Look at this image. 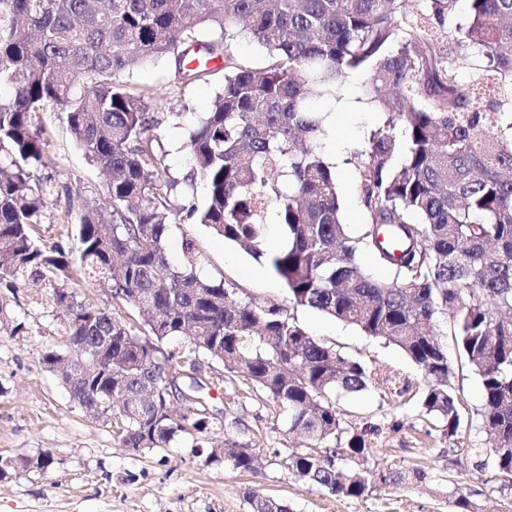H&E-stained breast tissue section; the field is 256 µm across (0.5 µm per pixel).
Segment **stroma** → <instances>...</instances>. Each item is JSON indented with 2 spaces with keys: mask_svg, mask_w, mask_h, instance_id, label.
Instances as JSON below:
<instances>
[{
  "mask_svg": "<svg viewBox=\"0 0 512 512\" xmlns=\"http://www.w3.org/2000/svg\"><path fill=\"white\" fill-rule=\"evenodd\" d=\"M223 74L209 82L175 80L168 61L139 67L121 75L124 88L153 93L161 120L157 130L164 143L159 158L176 180L190 172L183 142L221 89ZM362 78L349 74L339 99L315 98L320 112L340 111L351 102L352 113L340 136L344 140V170L337 175L342 220L351 235H361L369 218L360 199L356 151L383 123V115L361 95ZM41 121L48 131L47 173L52 183L70 187V195L51 196L45 210L42 235L46 242L76 248L77 224L85 209L105 198L104 178L90 165L71 139L61 113L46 112ZM196 244L201 277L224 281L239 297L285 308L287 314L313 336L344 356L361 359L370 371L410 382L411 391L385 396L380 383L341 400L348 434L381 428L374 460L408 469L419 465L424 482L377 487L361 498H341L311 486L291 474L282 458L289 449L304 447L303 437L289 433L285 413L260 398L241 378L229 377L215 361L204 364L205 409L198 417L208 434L226 432L253 449L259 459L255 471L243 473L230 466L210 465L206 449L185 435L168 448L135 453L125 448L105 417L86 416L77 408L65 385L43 365L45 350L66 351V314L48 288L19 289L12 303L26 333L0 332V457L11 467L0 475V512H248L247 490L288 500L294 512H456V485L466 487L470 512H512V487L496 475L492 455L485 449L489 435L482 424L481 379L462 365L451 334L452 320H440L436 331L448 355L450 381L461 398V426L448 438L435 419L423 416L417 367L398 348L364 336L355 326L324 317L317 311L291 306L288 292L265 264L240 246L213 236L201 224L173 225L167 243L172 264L182 258V242ZM78 301L117 314L140 327L137 310L114 298L102 282H89L76 291ZM483 456H474V449ZM49 453L48 470L23 467L26 458Z\"/></svg>",
  "mask_w": 512,
  "mask_h": 512,
  "instance_id": "1",
  "label": "stroma"
}]
</instances>
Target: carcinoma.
<instances>
[{
	"label": "carcinoma",
	"instance_id": "carcinoma-1",
	"mask_svg": "<svg viewBox=\"0 0 512 512\" xmlns=\"http://www.w3.org/2000/svg\"><path fill=\"white\" fill-rule=\"evenodd\" d=\"M0 0V287L52 289L69 312L72 348L112 337L108 374L61 373L74 404L101 416L119 407L126 448H166L195 429L198 409L168 387L172 369L199 383L200 357L220 362L288 414V429L322 445L295 448L288 470L329 493L360 498L385 484L421 482L422 468L364 460L382 430L345 432L338 400L372 384L355 358L325 345L276 305L237 296L224 281L199 278L194 245L182 260L166 254L171 226L196 218L225 241L264 259L289 302L352 324L400 348L419 368L425 413L458 435L460 398L435 327L452 318L465 362L482 379L481 416L499 478L512 481V0ZM248 38L265 63L240 62L233 43ZM224 58L222 92L187 137L192 168L184 180L206 186V203L176 208L177 185L159 166L161 139L152 98L117 78L165 59L181 74L196 50ZM472 78L459 79L471 50ZM366 77L365 92L386 116L358 152L361 202L369 217L353 238L342 223L336 171L317 140L323 116L310 99L336 93L341 78ZM44 112L65 114L91 165L108 177L106 202L85 210L77 250L39 236L56 186L48 167ZM286 243L266 248L270 217ZM368 253L392 272L375 279ZM98 277L144 315L145 332L75 301ZM0 329L27 332L0 294ZM174 338L188 352L163 353ZM185 403L173 416V401ZM209 464L254 469L249 448L221 436L207 442ZM250 512H293L282 498L248 490Z\"/></svg>",
	"mask_w": 512,
	"mask_h": 512
}]
</instances>
